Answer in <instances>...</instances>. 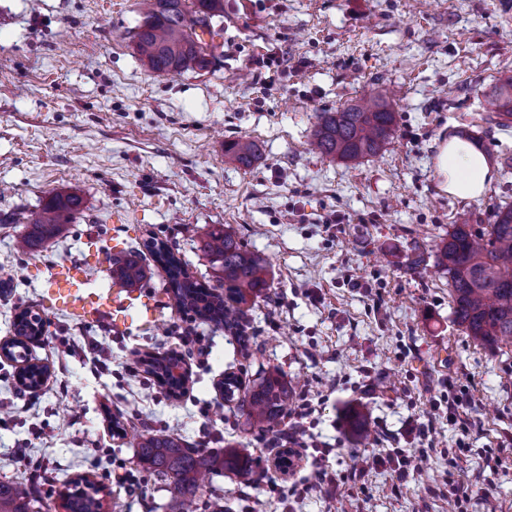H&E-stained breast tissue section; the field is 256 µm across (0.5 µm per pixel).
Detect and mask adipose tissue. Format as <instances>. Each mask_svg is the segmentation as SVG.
Listing matches in <instances>:
<instances>
[{
  "label": "adipose tissue",
  "instance_id": "adipose-tissue-1",
  "mask_svg": "<svg viewBox=\"0 0 512 512\" xmlns=\"http://www.w3.org/2000/svg\"><path fill=\"white\" fill-rule=\"evenodd\" d=\"M438 170L446 191L464 199L482 196L492 179L487 156L471 142L457 136L442 144Z\"/></svg>",
  "mask_w": 512,
  "mask_h": 512
}]
</instances>
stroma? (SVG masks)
<instances>
[{
    "mask_svg": "<svg viewBox=\"0 0 512 512\" xmlns=\"http://www.w3.org/2000/svg\"><path fill=\"white\" fill-rule=\"evenodd\" d=\"M141 0H0V214L39 209L49 192L85 202L77 222L30 256L15 241L22 224H0V342L23 309L41 312L56 262L102 246L168 241L199 283L218 272L186 225L221 224L265 258L271 286L243 305L248 338L205 325L167 299L159 328L115 334L103 325L46 315L30 362L48 376L19 390L16 364L0 357V481L31 475L42 512H65L64 493L84 477L102 485L104 512H166V481L135 457V436L111 417L220 454L246 449L252 479L216 472L226 512H448L439 477L460 440L470 450L455 481L484 512H512V460L490 471L485 455L512 447V345L474 341L454 322L437 245L460 215L491 221L512 202V127L484 104L512 77V0H224V36L214 65L152 73L133 33ZM388 87L396 132L378 155L351 165L320 158L309 142L320 112ZM482 149L494 174L477 199L449 195L438 172L451 134ZM251 137L260 158L242 168L225 142ZM420 265H412L414 253ZM204 337L205 360L184 353L172 325ZM72 341V354H59ZM178 352L189 380L179 398L157 381L126 375L149 357ZM106 366H99L100 356ZM279 368L296 391L323 399L313 429L329 453L323 482L305 499L291 482L312 472L309 456L289 471L271 435L225 400V373L254 380ZM467 389L475 427L463 435L438 402ZM434 442L421 471L398 481L389 466L355 469V457Z\"/></svg>",
    "mask_w": 512,
    "mask_h": 512,
    "instance_id": "obj_1",
    "label": "stroma"
}]
</instances>
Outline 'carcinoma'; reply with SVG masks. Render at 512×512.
Returning <instances> with one entry per match:
<instances>
[{
    "instance_id": "1",
    "label": "carcinoma",
    "mask_w": 512,
    "mask_h": 512,
    "mask_svg": "<svg viewBox=\"0 0 512 512\" xmlns=\"http://www.w3.org/2000/svg\"><path fill=\"white\" fill-rule=\"evenodd\" d=\"M143 18L133 35L140 60L154 73L174 75L208 68L216 56L215 38L224 28L213 19L224 17V0H143ZM489 120L512 116V79L505 81L489 100ZM311 141L312 150L323 157L347 163L380 153L392 138L396 112L385 92L336 112H319ZM261 144L241 137L224 144V154L243 167L259 156ZM84 209L76 193L51 192L37 212L20 218L0 216L1 224L27 223V232L16 241V249L34 254L45 243L59 237ZM202 249L220 272V298L207 287L191 280L180 259L166 242L151 240L147 248L166 269L169 288L180 306L200 318L231 326L241 313L240 305L250 295L269 287V268L259 255L221 226H209L200 234ZM144 251L133 247L127 257L115 262L112 272L130 284L146 277ZM438 261L448 271L455 323L474 340L490 345L512 344V203L496 205L492 223L474 228L462 221L452 225L438 248ZM173 361L151 362L146 374L157 378L168 395L183 393L184 383L172 374ZM295 396L276 369L262 372L244 392L240 409L250 426L276 432L288 417ZM138 461L143 468L169 481L168 512H197V505L209 475L216 468L232 469L240 475L253 470L254 458L234 451L217 457L193 448L167 434L142 431L137 442ZM73 481L68 512H98L100 501ZM34 485L26 481H0V512H37Z\"/></svg>"
}]
</instances>
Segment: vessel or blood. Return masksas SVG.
Here are the masks:
<instances>
[{
	"label": "vessel or blood",
	"instance_id": "obj_1",
	"mask_svg": "<svg viewBox=\"0 0 512 512\" xmlns=\"http://www.w3.org/2000/svg\"><path fill=\"white\" fill-rule=\"evenodd\" d=\"M41 302L46 310L74 318L85 324L103 323L113 332H126L133 323L147 326L160 316L158 300L148 297L146 289L113 277L108 292L91 288L86 264L66 259L50 271Z\"/></svg>",
	"mask_w": 512,
	"mask_h": 512
}]
</instances>
